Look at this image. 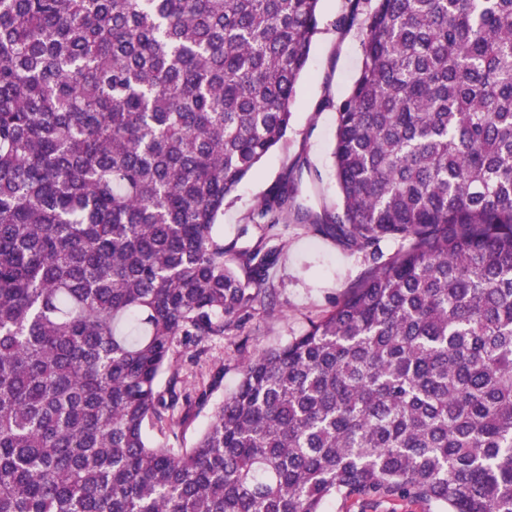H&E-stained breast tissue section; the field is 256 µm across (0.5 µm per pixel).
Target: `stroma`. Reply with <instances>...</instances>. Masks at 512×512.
<instances>
[{
  "mask_svg": "<svg viewBox=\"0 0 512 512\" xmlns=\"http://www.w3.org/2000/svg\"><path fill=\"white\" fill-rule=\"evenodd\" d=\"M346 11L347 0H321L318 32L297 83L287 136L224 205L225 243L244 250L263 242L279 252L267 281L275 290V310L269 315L256 314L245 336L217 337L198 347L184 341L175 346L172 365L179 372V388L193 400L208 392L209 405L184 407L179 423L149 429L153 444L192 447L208 427L211 405L236 388L241 356L304 335L313 321L333 310L346 289L372 264L369 255L345 240L313 234L303 225L288 222L269 230L248 220L262 197L285 176L297 182V200L303 206L336 213L342 209L332 166L336 107L363 62L358 28L336 26Z\"/></svg>",
  "mask_w": 512,
  "mask_h": 512,
  "instance_id": "stroma-1",
  "label": "stroma"
}]
</instances>
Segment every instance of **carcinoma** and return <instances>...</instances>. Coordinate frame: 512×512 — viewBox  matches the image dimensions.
<instances>
[{
  "label": "carcinoma",
  "instance_id": "1",
  "mask_svg": "<svg viewBox=\"0 0 512 512\" xmlns=\"http://www.w3.org/2000/svg\"><path fill=\"white\" fill-rule=\"evenodd\" d=\"M319 2L0 0V512H512V0H347L342 213L285 178L252 223L373 265L241 358L192 447L147 437L174 343L268 307L278 250L218 224L288 132ZM329 512H432L434 506L411 503L403 500L376 501L362 505L352 499L336 497L328 508Z\"/></svg>",
  "mask_w": 512,
  "mask_h": 512
}]
</instances>
